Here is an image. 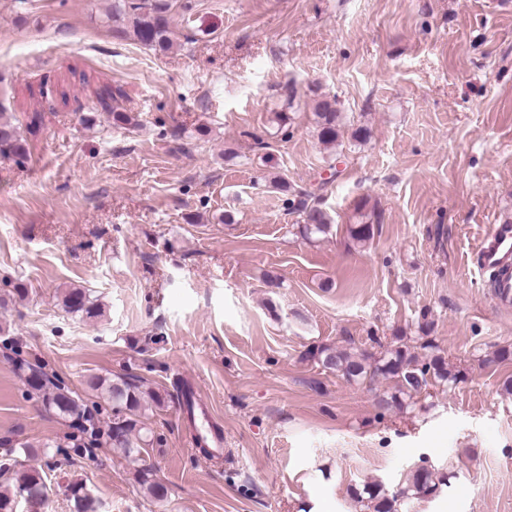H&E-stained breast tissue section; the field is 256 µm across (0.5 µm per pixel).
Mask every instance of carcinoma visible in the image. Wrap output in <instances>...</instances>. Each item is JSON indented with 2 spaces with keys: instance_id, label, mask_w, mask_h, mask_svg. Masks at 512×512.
<instances>
[{
  "instance_id": "cac0c4a2",
  "label": "carcinoma",
  "mask_w": 512,
  "mask_h": 512,
  "mask_svg": "<svg viewBox=\"0 0 512 512\" xmlns=\"http://www.w3.org/2000/svg\"><path fill=\"white\" fill-rule=\"evenodd\" d=\"M106 11L109 21L122 26V33L132 37L142 45L159 53L170 51L175 45L172 24V0H109ZM318 138L325 145L335 144L341 131V115L336 109V101L322 96L315 106ZM29 153L27 139L22 135L16 122L0 117V154L24 159ZM311 194L301 191L292 192L286 199L289 209L301 215L300 232L308 235H325L331 228L328 213L319 204L309 202ZM66 311L79 314L86 319H95L101 315V307L90 299V295L81 288L69 289L63 299ZM425 353L418 355L404 343V337H395V344L376 357L367 352L351 353L334 349L327 345L314 346L303 353V358L311 359L322 367L340 374L349 382L373 381L378 377L393 379L398 388L379 396L378 404L384 409L401 407L405 398L420 391L430 382L456 385L465 380L460 371H452L439 346L432 339L421 344ZM18 374L31 372L25 378L27 386L42 395L43 402L58 416L67 418L82 433L92 439L101 435L99 421L86 411L83 400L73 392L51 382L39 369L21 359L15 362ZM91 392L106 397L112 404V421L106 430L109 444L119 448L129 456L137 455L144 442L142 430L134 415L141 411L143 401L150 399L157 405L163 403L161 395L146 392L139 386L124 380L113 381L92 374L85 381ZM138 483L146 494L163 500L167 496L166 488L151 478L150 473L141 471L137 475ZM444 478L434 476L426 468L414 470L410 476V488L419 496H429L437 492ZM86 487L81 480L72 481L67 489L72 491L76 512H97L96 499L86 502L77 497V493ZM31 494L37 500L41 512L48 491L43 472L32 467L23 471L14 484H0V512H14L13 507L22 494ZM357 501L367 502L373 512H396L397 496L388 494L384 487L373 482L354 493Z\"/></svg>"
}]
</instances>
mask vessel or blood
I'll list each match as a JSON object with an SVG mask.
<instances>
[{"mask_svg":"<svg viewBox=\"0 0 512 512\" xmlns=\"http://www.w3.org/2000/svg\"><path fill=\"white\" fill-rule=\"evenodd\" d=\"M480 270L490 272L493 280V300L498 307L512 306V216L502 217L492 225L477 251Z\"/></svg>","mask_w":512,"mask_h":512,"instance_id":"obj_1","label":"vessel or blood"}]
</instances>
